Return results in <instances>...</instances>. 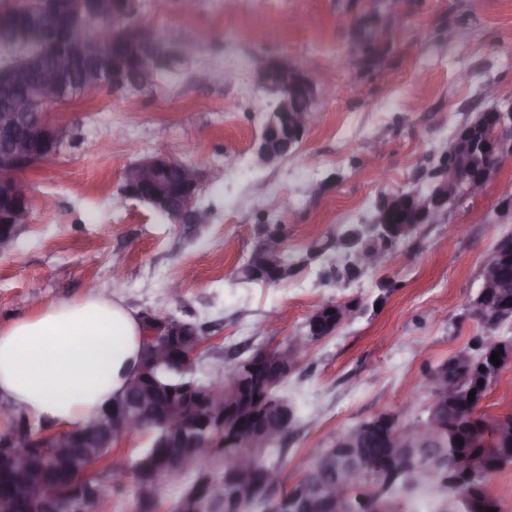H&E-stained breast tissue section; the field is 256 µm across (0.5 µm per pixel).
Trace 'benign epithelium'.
I'll return each instance as SVG.
<instances>
[{
  "label": "benign epithelium",
  "mask_w": 512,
  "mask_h": 512,
  "mask_svg": "<svg viewBox=\"0 0 512 512\" xmlns=\"http://www.w3.org/2000/svg\"><path fill=\"white\" fill-rule=\"evenodd\" d=\"M126 17H118L115 5L100 0L95 12L90 36L81 44L63 52L59 48V32L52 26L41 25V18L59 12L61 0H30L26 18L0 27V51L15 62L0 64V224L24 226L29 221L32 199L18 179L27 168L47 162L58 154L66 131L54 123L51 112L68 104L73 87L87 94L97 93L104 83L112 90L125 91L140 85L134 72L116 67L107 53L109 43L117 40L116 32L133 25L137 9L135 0H124ZM140 52L158 67L166 66L181 55L173 45L149 38ZM257 79L268 97L266 133L253 145V155L261 161H271L288 154L304 136L301 126L310 123L316 110L317 87L311 68L294 66L281 59L262 62ZM485 115L494 125L475 132L460 131L455 147L445 158L449 183L430 195L402 193L381 200L370 228L383 235L391 226L389 215L405 202L418 203L419 214L413 221L404 219V227L415 229L421 224H434L460 198H476L497 174L501 165L512 160V108L490 110ZM178 167L182 171L178 186L165 181V173ZM222 170L211 169L203 174L196 166L181 163L158 146L150 157L128 166L123 173V189L140 187L145 201L154 210L179 224H202L205 213L198 206L202 180L216 179ZM512 265V239H502L485 263L480 290L470 303L472 313L493 318L497 322L512 319V280L502 274ZM144 340L147 344V365L143 376L133 379L125 400L101 416L89 433L70 431L44 432L43 438L58 449L55 465L75 469L77 462L91 448H105L127 434L145 426L161 429L165 439L183 449V457L169 465V470L181 469L183 460L205 453L210 444L187 420L200 415L206 424L217 429V443L231 448L248 446L258 437L286 438L294 419V408L285 400L269 398L253 410V422L260 427L254 433H243L224 415L222 395L203 391L193 376V364L182 367L184 378L171 388L162 389L163 398H154V391L145 386L147 378L157 369L169 366L172 351L183 345L184 337L197 331L180 319L157 322L149 314L143 316ZM483 344L498 352L501 362L512 361V338L488 336ZM307 341L293 336L283 347L261 348L254 359L265 366L261 371L242 372L229 365L224 368V385L238 389L245 383L255 390H269L291 375ZM433 388L428 404L426 423L415 426L393 416L374 418L366 424L367 431L380 428L384 446L389 448L392 463L402 460L401 452H418L438 448L448 421V401L454 397L448 365L434 367L430 374ZM368 435L341 433L330 448L345 449L347 470L334 478H325L297 491L291 498L292 512H340L355 476L366 473L381 486L389 478L362 448ZM27 443L26 428L20 427L10 439L0 437V467L10 472L15 490V507L26 512H83L84 499L99 494V488L83 484L78 497L64 491L47 477L37 478L32 459L19 451ZM280 483L277 473L262 472L256 483H246L249 495L266 503L274 486Z\"/></svg>",
  "instance_id": "1"
}]
</instances>
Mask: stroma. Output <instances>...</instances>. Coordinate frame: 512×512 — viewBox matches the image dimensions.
<instances>
[{
  "label": "stroma",
  "instance_id": "35a3bbf8",
  "mask_svg": "<svg viewBox=\"0 0 512 512\" xmlns=\"http://www.w3.org/2000/svg\"><path fill=\"white\" fill-rule=\"evenodd\" d=\"M140 21L160 37H192L197 50L150 89L52 112L68 138L20 177L34 207L0 256V324L40 304L115 297L139 315L194 323L195 375L208 382L243 351L301 335L323 304H353L280 390L299 417L284 455L291 482L312 449L359 422L413 417L431 397L428 369L488 334L469 302L494 246L512 235V161L481 196L352 279L332 275L340 248L307 250L371 223L379 197L426 189L461 126L512 105V0H144ZM264 58L315 67L330 93L294 151L257 165ZM161 141L176 160L223 168L200 193L208 223H174L122 193L126 167ZM273 217L305 264L271 285L241 283L237 269Z\"/></svg>",
  "mask_w": 512,
  "mask_h": 512
}]
</instances>
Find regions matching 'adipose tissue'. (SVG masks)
I'll list each match as a JSON object with an SVG mask.
<instances>
[{"instance_id":"ef3b65f1","label":"adipose tissue","mask_w":512,"mask_h":512,"mask_svg":"<svg viewBox=\"0 0 512 512\" xmlns=\"http://www.w3.org/2000/svg\"><path fill=\"white\" fill-rule=\"evenodd\" d=\"M141 322L121 300L90 295L0 325V401L60 431L89 422L139 362Z\"/></svg>"}]
</instances>
